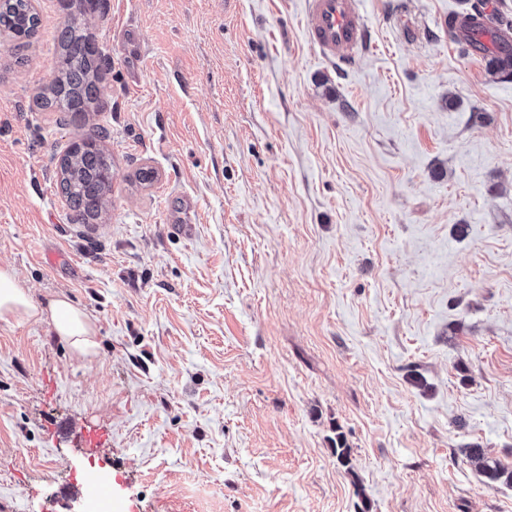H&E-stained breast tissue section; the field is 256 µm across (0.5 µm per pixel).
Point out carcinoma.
I'll use <instances>...</instances> for the list:
<instances>
[{
	"mask_svg": "<svg viewBox=\"0 0 512 512\" xmlns=\"http://www.w3.org/2000/svg\"><path fill=\"white\" fill-rule=\"evenodd\" d=\"M469 3V0H464ZM471 4V3H469ZM487 0H477L471 7L448 18V35L456 42L468 46L462 31L469 25L479 26L490 33L498 51L491 56L495 72L512 76V20L497 10L485 13ZM38 25L29 0H0V28L15 39H28ZM61 52L57 60V75L49 92L36 96L37 105L45 110L68 112L73 121H79L101 94L99 60L101 53L83 33L76 19L66 21L60 37ZM100 135H88L82 144H73L60 163V188L69 201L70 209L78 221L101 218L105 212L107 194L111 188V158L97 144ZM467 457L493 481L501 478L512 485V471L498 464L491 466L484 458L482 448L474 443L467 446Z\"/></svg>",
	"mask_w": 512,
	"mask_h": 512,
	"instance_id": "carcinoma-1",
	"label": "carcinoma"
}]
</instances>
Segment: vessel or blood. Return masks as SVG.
<instances>
[{
    "instance_id": "b4317fda",
    "label": "vessel or blood",
    "mask_w": 512,
    "mask_h": 512,
    "mask_svg": "<svg viewBox=\"0 0 512 512\" xmlns=\"http://www.w3.org/2000/svg\"><path fill=\"white\" fill-rule=\"evenodd\" d=\"M305 27L325 60L348 67L370 39L361 0H306Z\"/></svg>"
}]
</instances>
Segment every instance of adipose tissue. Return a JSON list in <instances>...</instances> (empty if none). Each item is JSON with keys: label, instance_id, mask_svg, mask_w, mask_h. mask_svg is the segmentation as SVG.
Masks as SVG:
<instances>
[{"label": "adipose tissue", "instance_id": "1", "mask_svg": "<svg viewBox=\"0 0 512 512\" xmlns=\"http://www.w3.org/2000/svg\"><path fill=\"white\" fill-rule=\"evenodd\" d=\"M11 318L46 323L79 357L88 359L96 353L97 328L85 310L63 296L49 300L44 307L35 304L15 270L0 265V320Z\"/></svg>", "mask_w": 512, "mask_h": 512}]
</instances>
